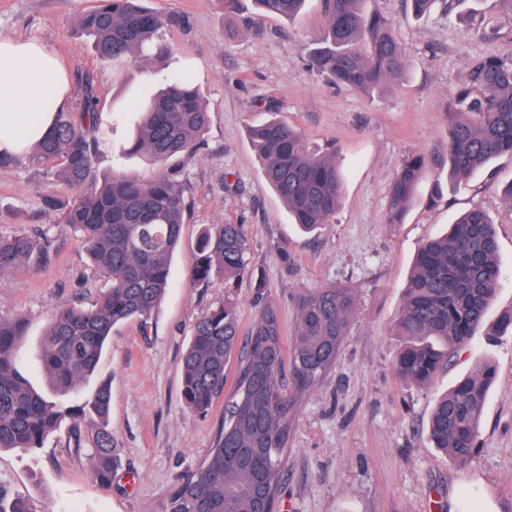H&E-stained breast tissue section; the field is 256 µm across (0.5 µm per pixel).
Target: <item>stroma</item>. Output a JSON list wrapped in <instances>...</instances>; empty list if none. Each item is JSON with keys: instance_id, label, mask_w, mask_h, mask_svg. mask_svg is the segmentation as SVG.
<instances>
[{"instance_id": "obj_1", "label": "stroma", "mask_w": 512, "mask_h": 512, "mask_svg": "<svg viewBox=\"0 0 512 512\" xmlns=\"http://www.w3.org/2000/svg\"><path fill=\"white\" fill-rule=\"evenodd\" d=\"M96 0H0V37L36 39L67 72L94 69L102 99L99 170L142 180L159 166L123 149L141 116L129 111L149 72L129 62L122 72L96 60L77 21ZM150 8L184 14L171 30L175 52L160 73L189 69L210 109L201 147L185 158L191 217L171 263V285L148 329L130 322L114 330L94 379L111 384L109 427L121 447L111 487L91 474L86 451L60 429L37 450L0 451V485L31 500L37 512H163L176 479L211 448L224 411L189 413L181 399V358L195 320L230 301L242 326L255 316L254 290L223 279L188 280L203 225H243L254 266L279 307L284 329L296 321L295 297L323 284L349 285L358 306L335 369L303 401L288 443L287 475L277 512H440L466 491L512 512V335L476 333L453 366L431 384L397 377L393 327L416 253L457 216L480 207L495 226L500 278L486 317L512 308V157L457 182L448 175V105L466 85L470 63L512 56V17L502 0H460L451 15L418 19L406 0H366L396 24L407 68L403 79L370 95L329 83L309 69L306 51L327 26L326 0H307L293 18L253 17L252 0H148ZM293 125L309 152L335 155L343 176L329 224L307 234L293 224L266 181L249 136L270 111ZM420 153L426 168L401 223L387 221L390 186L403 159ZM67 194L27 166L0 169V235L47 233L40 265H23L0 281V316H25L19 346L25 368L50 316L90 306L106 287L79 237L58 233L41 208L45 190ZM491 361L497 379L488 395L477 450L456 465L434 448L427 422L437 397Z\"/></svg>"}]
</instances>
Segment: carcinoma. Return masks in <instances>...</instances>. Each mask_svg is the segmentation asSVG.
I'll list each match as a JSON object with an SVG mask.
<instances>
[{"instance_id":"cac0c4a2","label":"carcinoma","mask_w":512,"mask_h":512,"mask_svg":"<svg viewBox=\"0 0 512 512\" xmlns=\"http://www.w3.org/2000/svg\"><path fill=\"white\" fill-rule=\"evenodd\" d=\"M261 16H294L304 0H253ZM329 22L309 52L316 71L338 84L371 93L400 81L406 55L393 22L379 10L365 12L364 0H328ZM422 18L459 0H409ZM98 60L119 67L133 59L149 66L171 55L166 36L186 26L183 15L159 13L144 0H98L79 19ZM75 102L56 113L52 132L21 156L0 153V168L22 164L61 181L75 195L47 190L42 208L58 227L81 233L92 267L108 287L88 307H73L48 321L36 354L51 392L34 386L19 369L17 351L28 322L0 316V450L38 449L64 423L76 448L89 444L91 473L112 484L120 448L108 429L109 385L88 396L81 384L94 376L112 331L136 321L148 327L170 286V265L183 224L190 216L187 177L181 162L198 148L210 113L186 71L169 73L162 87L145 83L142 120L125 149L163 171L150 181L125 174L100 175L97 167L101 97L94 70L76 72ZM448 170L456 181L512 157V57L486 56L472 62L467 86L448 108ZM264 176L294 222L312 231L330 222L341 193L334 155L308 152L300 133L272 118L251 131ZM426 166L422 154L408 156L389 196L388 220L400 222ZM47 237L0 236V276L46 256ZM254 282L255 317L241 332L236 307L222 303L199 317L183 354L181 397L192 413H209L224 399L220 427L202 461L171 489L164 512H274L287 461L288 442L305 394L336 367L357 309L356 289L336 284L310 288L297 302L296 323L284 338L278 309L255 278L241 224H206L190 279L205 284ZM495 230L474 207L447 235L419 249L395 323L402 339L395 367L403 380L430 384L448 369L483 323L498 286ZM246 336L239 344L240 336ZM236 361L231 389L228 368ZM496 369L483 364L460 379L436 403L429 438L448 460L465 465L476 451L483 409ZM0 512H37L27 500L0 485Z\"/></svg>"}]
</instances>
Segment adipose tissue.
Here are the masks:
<instances>
[{
	"mask_svg": "<svg viewBox=\"0 0 512 512\" xmlns=\"http://www.w3.org/2000/svg\"><path fill=\"white\" fill-rule=\"evenodd\" d=\"M55 90L52 108L41 92ZM70 103L64 66L40 41L0 38V153L22 154L27 142L43 139L54 113Z\"/></svg>",
	"mask_w": 512,
	"mask_h": 512,
	"instance_id": "obj_1",
	"label": "adipose tissue"
}]
</instances>
